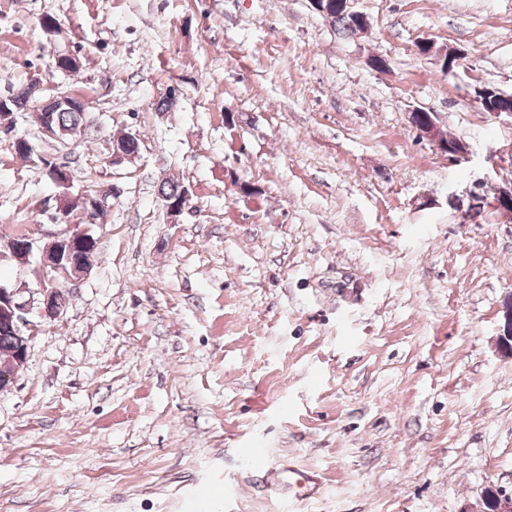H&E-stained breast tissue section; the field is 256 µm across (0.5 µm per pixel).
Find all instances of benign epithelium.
<instances>
[{"mask_svg":"<svg viewBox=\"0 0 512 512\" xmlns=\"http://www.w3.org/2000/svg\"><path fill=\"white\" fill-rule=\"evenodd\" d=\"M410 123L420 137L426 138L438 149L456 159L469 155V147L463 141L453 145L444 140V134L437 125L435 114L417 109L410 113ZM190 204L189 190L176 202L164 201L166 213L175 218ZM489 207L503 220L512 222V179H504L496 186L494 198ZM66 203L61 201L57 207L55 223L62 229L49 237V241L26 235L0 237V261L14 260L28 267L35 266V287L22 281L18 284L0 283V321L8 323L20 334L25 335L24 349L14 359L15 368L25 363V347L29 346L31 336L27 331L34 327L28 315L36 312L44 319L60 318L67 306L66 299L53 285L51 273L64 270L78 281L91 270L94 248H92L91 227L101 226L106 221L105 195L88 200L84 206L87 223L80 226L68 219ZM501 347L512 354V295L505 299L502 308ZM485 512H512V495L503 494L492 487L484 491Z\"/></svg>","mask_w":512,"mask_h":512,"instance_id":"1","label":"benign epithelium"}]
</instances>
